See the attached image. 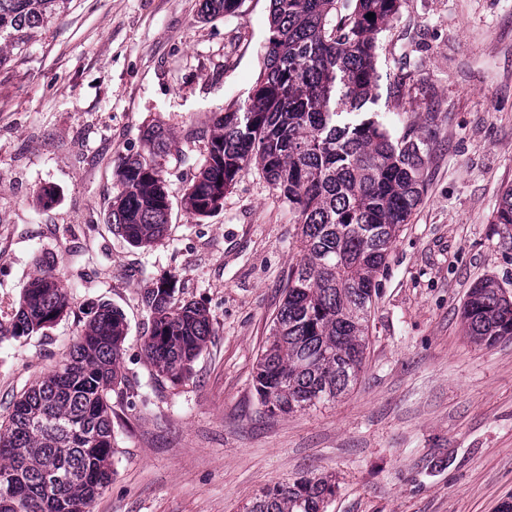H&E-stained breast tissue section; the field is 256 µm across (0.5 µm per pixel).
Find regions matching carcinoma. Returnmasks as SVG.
Masks as SVG:
<instances>
[{
  "label": "carcinoma",
  "instance_id": "carcinoma-1",
  "mask_svg": "<svg viewBox=\"0 0 512 512\" xmlns=\"http://www.w3.org/2000/svg\"><path fill=\"white\" fill-rule=\"evenodd\" d=\"M244 0H203L209 17L232 16ZM64 0H0V45L35 39ZM400 0H270L263 67L247 100L214 114L208 155L182 197L202 218L251 163L288 201L300 229L299 259L257 362L255 390L272 414L336 400L357 381L367 349L376 274L402 225L421 200V139L395 140L374 102L378 34ZM372 13L374 18L366 15ZM334 82L331 95L323 93ZM149 156L122 160L106 213L132 246L166 234L170 202L160 158L172 142L150 127ZM494 223L512 236V187ZM178 280L161 278L146 293L150 329L143 349L157 374L186 379L212 335L206 309L178 302ZM62 282L40 272L23 288L18 309L0 320V340L29 337L64 316ZM68 357L14 401L0 422V512H91L112 482V393L120 390L126 325L109 303L90 308ZM466 335L493 345L512 339V298L493 279L470 289ZM336 478L313 475L261 491L246 512H325Z\"/></svg>",
  "mask_w": 512,
  "mask_h": 512
}]
</instances>
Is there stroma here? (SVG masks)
<instances>
[{
    "label": "stroma",
    "instance_id": "1",
    "mask_svg": "<svg viewBox=\"0 0 512 512\" xmlns=\"http://www.w3.org/2000/svg\"><path fill=\"white\" fill-rule=\"evenodd\" d=\"M201 4L68 0L38 41L0 52V319L45 259L69 301L43 333L0 340V418L106 302L127 326L125 381L115 475L92 512H245L263 488L312 474L336 478L326 512H497L512 496V340L473 343L461 312L483 279L512 294V238L493 222L512 187V0H401L379 34L369 110L393 138L422 139L421 201L377 276L356 383L276 415L254 376L299 257L296 214L254 165L210 216L181 204L203 130L260 72L269 0L217 18ZM155 124L173 138L170 223L136 248L105 217L116 167L149 153ZM168 275L213 327L177 385L141 348L145 294Z\"/></svg>",
    "mask_w": 512,
    "mask_h": 512
}]
</instances>
